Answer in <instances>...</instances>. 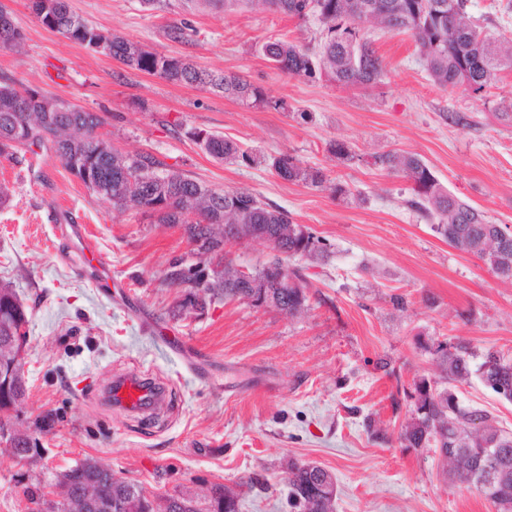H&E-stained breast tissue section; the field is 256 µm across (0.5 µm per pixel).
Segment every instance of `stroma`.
Listing matches in <instances>:
<instances>
[{"label":"stroma","instance_id":"1","mask_svg":"<svg viewBox=\"0 0 512 512\" xmlns=\"http://www.w3.org/2000/svg\"><path fill=\"white\" fill-rule=\"evenodd\" d=\"M24 51L0 50V76L98 113L115 149L146 151L210 187L247 190L325 239L308 267L312 309L289 320L271 307L218 300L169 319L186 291L161 285L168 259L188 252L179 229L93 194L49 150L15 165L0 158V283L29 311L25 399L11 417L41 434L36 462L0 452V512H26L20 480L52 495L55 474L92 458L147 492L201 497L235 491L240 512H289L290 462L327 469L336 512H493L448 483L430 448L398 441L421 378L437 379L438 344L463 337L512 359V285L441 241L412 207L403 176L371 155L422 159L449 191L495 224L512 226V69L475 95L433 83L408 31L366 24L384 74L345 88L291 77L263 54L287 40L316 47L317 19L223 9L200 0H69L99 29L201 67L243 76L280 109L246 107L199 87L137 71L44 27L28 0H4ZM472 20L512 36V0H469ZM184 28L183 40L167 32ZM460 124H452V117ZM223 133L265 156L289 154L346 190L286 181L266 165L216 162L191 130ZM348 148L335 153L336 143ZM141 372L163 392V414H129L107 396L114 376ZM464 403L512 432V403L478 380ZM54 414L56 423L43 428Z\"/></svg>","mask_w":512,"mask_h":512}]
</instances>
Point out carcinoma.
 <instances>
[{
	"label": "carcinoma",
	"mask_w": 512,
	"mask_h": 512,
	"mask_svg": "<svg viewBox=\"0 0 512 512\" xmlns=\"http://www.w3.org/2000/svg\"><path fill=\"white\" fill-rule=\"evenodd\" d=\"M469 0H224V8L239 4L272 8L298 20L319 16L325 25L321 50L312 53L288 41L263 45L264 55L289 76L313 78L324 75L342 87L374 84L383 75L382 62L363 34L369 18L359 6L378 13L377 23L389 31H409L424 57L432 81L443 89L463 87L479 94L512 69V39H495L474 24L468 13ZM34 15L46 28L67 39L92 47L102 41L109 56L124 65L169 81L222 92L248 107L283 103L264 90L235 75L211 71L197 64L148 51L124 38L112 36L76 14L67 3L59 11ZM23 36L12 15H0V49H19ZM103 117L69 101L26 88L10 78L0 80V158L23 163L19 149H50L94 194L118 210L134 209L156 224L183 230L187 243L196 246L197 261L174 256L162 272L161 284L192 289L204 305L215 299L246 300L248 289L238 278L240 268L219 259L224 245L251 233L277 234L288 227L273 263L285 267L288 287L279 289L281 314L296 318L310 310L309 280L305 267H292L291 260L315 263L328 256L325 241L308 227L293 223L288 211L261 202L247 190L214 189L174 170L144 151L120 153L112 148L100 129ZM210 157L235 160L246 165L264 159L241 149L215 133L189 132ZM371 165L402 173L412 183L410 205L424 212L434 224L437 237L455 241L454 247L472 253L482 245L484 264L501 282L512 285V233L504 236L502 225L492 224L467 201L443 187L416 156L387 152L371 156ZM276 174L287 181L314 186L326 182L321 171L304 168L287 154L272 159ZM241 228H235V225ZM29 312L10 286L0 291V336L27 337ZM435 354L440 379L438 389L422 378L415 383L414 406L401 426L399 441L406 448H433L439 453L442 472L453 484L464 485L481 495L495 512H512V433H506L489 411L462 404L455 387L477 376L502 399L512 402V361L488 348L476 353L464 339L439 345ZM6 451L20 461L37 455L36 445L19 438ZM324 468L293 464L285 482L288 505L297 512H335V503L321 501L318 473ZM60 487L79 490L98 483L112 498L125 504V512H146L144 490L117 478L112 469L94 467L77 460L55 476ZM25 498L47 506L48 512H65L62 503L47 505L40 486H26ZM169 512H239V505L224 506V486L212 487L210 498L199 503L180 494L170 496Z\"/></svg>",
	"instance_id": "carcinoma-1"
}]
</instances>
